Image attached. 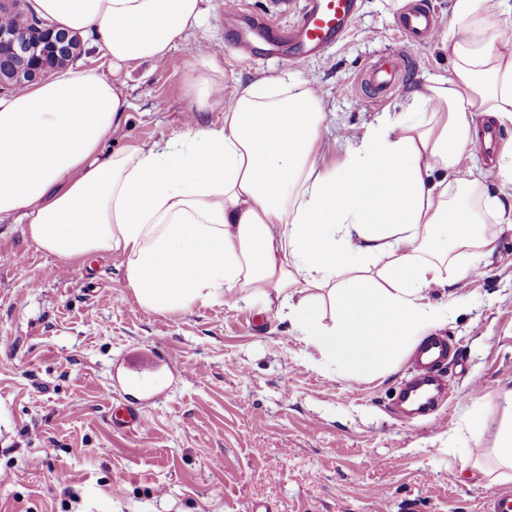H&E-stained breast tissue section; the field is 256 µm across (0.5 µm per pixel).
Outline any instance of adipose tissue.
Returning a JSON list of instances; mask_svg holds the SVG:
<instances>
[{
    "label": "adipose tissue",
    "mask_w": 512,
    "mask_h": 512,
    "mask_svg": "<svg viewBox=\"0 0 512 512\" xmlns=\"http://www.w3.org/2000/svg\"><path fill=\"white\" fill-rule=\"evenodd\" d=\"M93 32L113 76L70 70L0 98V221L64 261L116 252L147 310L231 299L288 319L323 359L390 372L443 321L423 293L479 269L480 215L503 201L459 175L481 119L512 125V0H451L447 76L411 92L339 163L302 82L238 86L219 127L164 143L102 144L130 106L121 68L165 58L204 0H35Z\"/></svg>",
    "instance_id": "ef3b65f1"
}]
</instances>
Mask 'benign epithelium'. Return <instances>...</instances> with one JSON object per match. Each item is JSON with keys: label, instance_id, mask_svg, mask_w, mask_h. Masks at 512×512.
Instances as JSON below:
<instances>
[{"label": "benign epithelium", "instance_id": "1", "mask_svg": "<svg viewBox=\"0 0 512 512\" xmlns=\"http://www.w3.org/2000/svg\"><path fill=\"white\" fill-rule=\"evenodd\" d=\"M76 50L69 30L34 23L26 27L0 24V87L16 90L46 71L63 65Z\"/></svg>", "mask_w": 512, "mask_h": 512}]
</instances>
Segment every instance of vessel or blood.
<instances>
[{"instance_id":"b4317fda","label":"vessel or blood","mask_w":512,"mask_h":512,"mask_svg":"<svg viewBox=\"0 0 512 512\" xmlns=\"http://www.w3.org/2000/svg\"><path fill=\"white\" fill-rule=\"evenodd\" d=\"M360 7V0H307L304 12L287 25L269 21L246 25L235 31L238 49L246 55L264 53L289 64L319 55L341 39ZM398 25L412 44L434 40L441 28L436 10L416 0L399 19ZM408 64L406 52H393L368 64L359 82L377 100H385L396 88ZM452 347L444 336H430L414 354L417 374L401 389L398 400L414 413L429 411L442 387L440 368L446 364ZM114 428L135 432L139 425L137 408L122 406L111 415Z\"/></svg>"}]
</instances>
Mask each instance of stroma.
<instances>
[{
    "label": "stroma",
    "instance_id": "obj_1",
    "mask_svg": "<svg viewBox=\"0 0 512 512\" xmlns=\"http://www.w3.org/2000/svg\"><path fill=\"white\" fill-rule=\"evenodd\" d=\"M205 7L200 28L127 77L131 106L107 149L221 125L235 89L259 77L317 89L324 136L341 144L450 67L440 41L411 47L402 85L378 105L356 80L375 54L403 45L383 0H361L341 42L295 65L245 57L224 0ZM208 47L224 75L199 112L187 87ZM483 231L491 253L478 275L425 293L454 305L436 331L457 356L443 405L423 421L393 406L411 356L370 377L324 363L287 320L241 303L159 315L126 288L120 254L66 264L0 223V254L23 258L0 265V512H482L501 485L479 468L512 390V229ZM157 352L185 373L155 372ZM130 362L155 383L153 401L128 381ZM137 399L139 429H114L111 407Z\"/></svg>",
    "mask_w": 512,
    "mask_h": 512
}]
</instances>
